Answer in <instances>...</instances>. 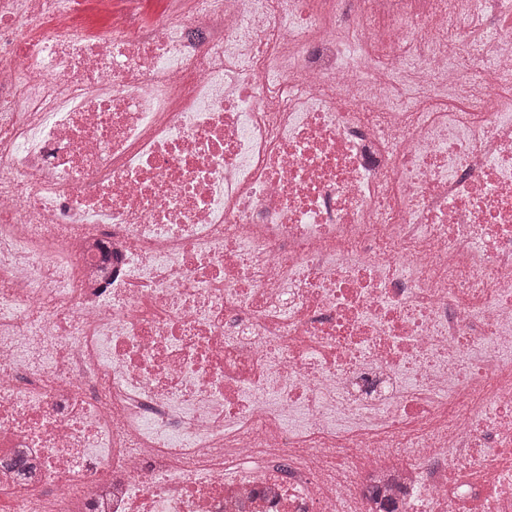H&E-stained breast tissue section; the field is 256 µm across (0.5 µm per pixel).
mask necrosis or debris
Masks as SVG:
<instances>
[{
  "mask_svg": "<svg viewBox=\"0 0 512 512\" xmlns=\"http://www.w3.org/2000/svg\"><path fill=\"white\" fill-rule=\"evenodd\" d=\"M0 0V512H512V0ZM125 0H75L70 23L95 35L107 31L123 10Z\"/></svg>",
  "mask_w": 512,
  "mask_h": 512,
  "instance_id": "1",
  "label": "necrosis or debris"
}]
</instances>
